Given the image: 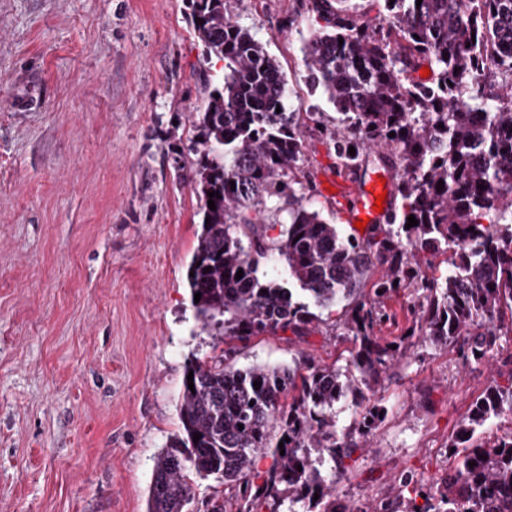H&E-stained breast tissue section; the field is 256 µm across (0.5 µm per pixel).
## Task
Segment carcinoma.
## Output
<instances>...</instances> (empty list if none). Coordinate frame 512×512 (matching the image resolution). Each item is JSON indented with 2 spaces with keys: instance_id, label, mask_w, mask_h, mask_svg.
I'll return each mask as SVG.
<instances>
[{
  "instance_id": "obj_1",
  "label": "carcinoma",
  "mask_w": 512,
  "mask_h": 512,
  "mask_svg": "<svg viewBox=\"0 0 512 512\" xmlns=\"http://www.w3.org/2000/svg\"><path fill=\"white\" fill-rule=\"evenodd\" d=\"M307 2L319 25L303 47L308 85L336 110L320 133L348 171L373 146L395 148L399 203L362 239L344 237L306 207L296 189L309 178L303 130L276 58L232 19L227 0H188L203 63L224 62L221 73L197 72L195 160L176 166L200 202L187 286L201 294L191 306L215 353L186 365L194 389L182 381L179 431L155 459L146 512H188L202 481L215 483L206 512H262L285 500L306 512H349L336 507L332 485L349 478L384 419L375 399L380 374L415 336L465 348L468 364L488 361L512 314V0H382L370 21L351 0ZM421 61L434 74L428 84L411 77ZM469 111L489 119L472 122ZM479 151L486 160L474 159ZM274 199L288 212L276 240L266 227ZM411 215L418 225L408 228ZM275 254L286 263L285 281L261 271ZM422 254L444 256L448 273L422 271ZM408 289L418 300L408 332L376 335L385 301ZM342 302L334 336L352 343L345 369L307 363L299 375L233 363L235 343L306 336L320 320L313 309ZM348 396L363 398L362 417L340 434L334 408ZM505 416L512 418V377L490 384L460 420L448 440L455 463L441 482L426 486L405 471L398 492L371 512H512V429L484 436ZM260 457L272 459L264 471Z\"/></svg>"
}]
</instances>
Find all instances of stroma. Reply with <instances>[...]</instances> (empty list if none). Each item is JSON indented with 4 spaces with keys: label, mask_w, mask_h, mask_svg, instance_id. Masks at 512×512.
Here are the masks:
<instances>
[{
    "label": "stroma",
    "mask_w": 512,
    "mask_h": 512,
    "mask_svg": "<svg viewBox=\"0 0 512 512\" xmlns=\"http://www.w3.org/2000/svg\"><path fill=\"white\" fill-rule=\"evenodd\" d=\"M230 11L302 102L307 205L353 236L317 130L335 111L305 81V0ZM187 14V0H0V512H146L185 365L213 352L185 284L200 202L172 154L200 102ZM343 315L321 311L302 338H251L235 363L345 367L351 344L331 334ZM511 376L512 335L480 365L410 349L382 375L386 417L337 498L362 512L401 471L444 478L458 423Z\"/></svg>",
    "instance_id": "obj_1"
}]
</instances>
